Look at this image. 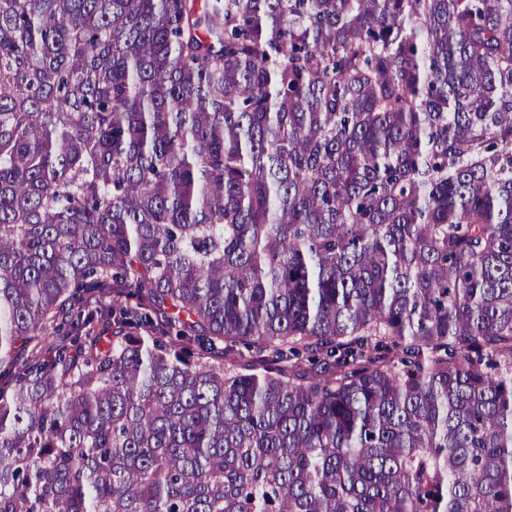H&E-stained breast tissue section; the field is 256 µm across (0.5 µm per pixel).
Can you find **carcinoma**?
<instances>
[{
  "mask_svg": "<svg viewBox=\"0 0 512 512\" xmlns=\"http://www.w3.org/2000/svg\"><path fill=\"white\" fill-rule=\"evenodd\" d=\"M0 374V512H512V0H0Z\"/></svg>",
  "mask_w": 512,
  "mask_h": 512,
  "instance_id": "1",
  "label": "carcinoma"
}]
</instances>
